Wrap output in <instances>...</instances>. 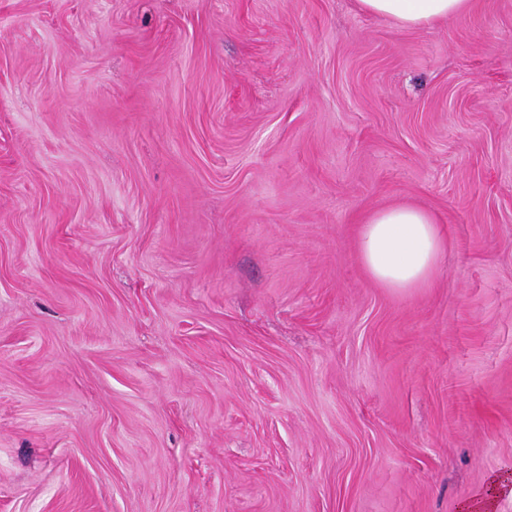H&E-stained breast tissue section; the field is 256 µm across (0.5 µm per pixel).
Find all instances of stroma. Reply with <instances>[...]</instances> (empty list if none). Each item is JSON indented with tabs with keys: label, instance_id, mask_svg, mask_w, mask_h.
<instances>
[{
	"label": "stroma",
	"instance_id": "obj_1",
	"mask_svg": "<svg viewBox=\"0 0 512 512\" xmlns=\"http://www.w3.org/2000/svg\"><path fill=\"white\" fill-rule=\"evenodd\" d=\"M446 247L400 291L372 212ZM512 472V0H0V512H460ZM368 14L418 28L467 12L472 0H358ZM444 240L425 210L397 205L376 210L360 229L359 251L370 277L385 288H422L432 278Z\"/></svg>",
	"mask_w": 512,
	"mask_h": 512
}]
</instances>
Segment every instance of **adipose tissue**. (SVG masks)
<instances>
[{
  "instance_id": "adipose-tissue-1",
  "label": "adipose tissue",
  "mask_w": 512,
  "mask_h": 512,
  "mask_svg": "<svg viewBox=\"0 0 512 512\" xmlns=\"http://www.w3.org/2000/svg\"><path fill=\"white\" fill-rule=\"evenodd\" d=\"M368 14L406 28L431 25L467 12L472 0H359ZM444 240L425 210L397 205L376 210L360 229L359 251L370 277L385 288L425 286L432 278Z\"/></svg>"
}]
</instances>
